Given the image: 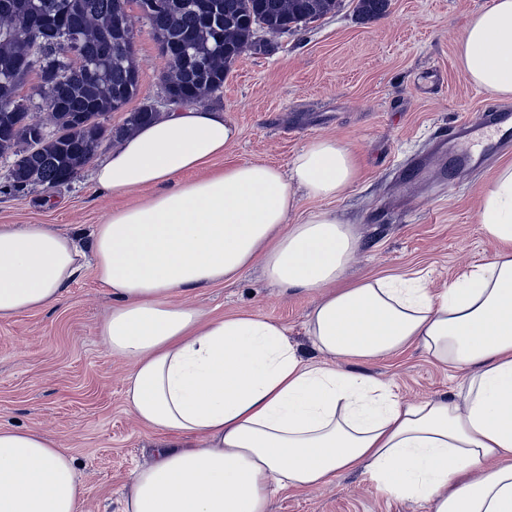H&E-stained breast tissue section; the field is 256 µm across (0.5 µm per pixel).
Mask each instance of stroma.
Instances as JSON below:
<instances>
[{
    "mask_svg": "<svg viewBox=\"0 0 512 512\" xmlns=\"http://www.w3.org/2000/svg\"><path fill=\"white\" fill-rule=\"evenodd\" d=\"M491 2L391 0L386 16L364 21L352 0H342L335 13L270 37L267 52H245L206 101L240 131L215 167L264 162L284 169L311 139L335 137L359 164L353 185L329 203L361 242L349 281L392 276L438 290L476 270L499 249L478 222L480 193L512 164V148L494 153L483 144L470 163L459 164L449 135L494 100L469 83L457 62L465 21ZM127 13L140 88L125 109L109 114L115 128L142 105L162 113L168 107L162 83L168 61L135 0ZM124 201L101 191L88 166L53 189L0 193V226L47 224L84 241ZM188 300L214 316L253 312L277 321L304 359H318L305 334L317 294L282 291L261 265L196 289ZM111 302L93 269L85 268L57 306L0 320V425L38 430L68 449L84 476L85 512H121L132 472L150 460L157 441L124 404L128 363L96 334ZM343 367L386 383L404 403L448 395L466 376L414 345ZM267 512L429 507L377 493L367 475L355 472L305 492L276 493Z\"/></svg>",
    "mask_w": 512,
    "mask_h": 512,
    "instance_id": "35a3bbf8",
    "label": "stroma"
}]
</instances>
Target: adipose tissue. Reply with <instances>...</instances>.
I'll list each match as a JSON object with an SVG mask.
<instances>
[{
	"instance_id": "obj_1",
	"label": "adipose tissue",
	"mask_w": 512,
	"mask_h": 512,
	"mask_svg": "<svg viewBox=\"0 0 512 512\" xmlns=\"http://www.w3.org/2000/svg\"><path fill=\"white\" fill-rule=\"evenodd\" d=\"M457 59L471 84L512 99V0L467 19ZM237 136L201 106L139 125L95 169L101 188L139 200L95 225L89 248L43 224L0 227V320L56 305L87 264L112 295L99 334L132 364L128 408L160 436L121 512H266L272 493L360 469L430 512H512V165L478 212L500 251L435 293L390 277L347 283L358 236L335 211L298 216L301 200L353 185L347 144L318 137L287 169L246 162L199 177ZM257 262L282 289L319 293L307 334L322 363L277 322L182 302ZM413 343L468 369L457 392L405 404L337 366ZM0 512H83L67 449L0 425Z\"/></svg>"
}]
</instances>
